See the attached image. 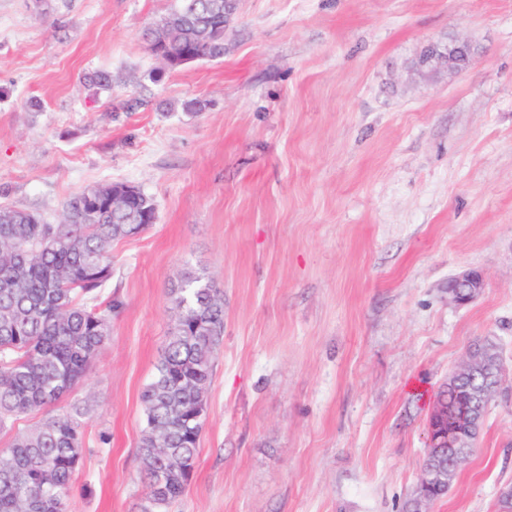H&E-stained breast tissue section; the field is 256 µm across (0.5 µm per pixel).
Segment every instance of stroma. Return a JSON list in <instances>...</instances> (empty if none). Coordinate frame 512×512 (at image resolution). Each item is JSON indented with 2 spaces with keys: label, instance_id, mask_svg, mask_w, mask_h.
Returning <instances> with one entry per match:
<instances>
[{
  "label": "stroma",
  "instance_id": "1",
  "mask_svg": "<svg viewBox=\"0 0 512 512\" xmlns=\"http://www.w3.org/2000/svg\"><path fill=\"white\" fill-rule=\"evenodd\" d=\"M174 0H0V205L52 224L127 183L157 220L115 242L111 339L69 512H140V394L185 272L224 293L192 479L169 512H403L449 371L505 364L430 512L512 483V0H236L224 56L151 74ZM465 42V70L420 66ZM105 70L112 88L83 76ZM205 107L184 111L185 101ZM474 268L458 306L448 279ZM484 288L485 277L481 271L464 270L448 279V298L456 305H467L478 298Z\"/></svg>",
  "mask_w": 512,
  "mask_h": 512
}]
</instances>
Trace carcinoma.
<instances>
[{
  "label": "carcinoma",
  "mask_w": 512,
  "mask_h": 512,
  "mask_svg": "<svg viewBox=\"0 0 512 512\" xmlns=\"http://www.w3.org/2000/svg\"><path fill=\"white\" fill-rule=\"evenodd\" d=\"M226 22L224 0H176L146 39L175 70L189 53L222 58ZM125 187L110 183L69 197L58 224L0 207V432L35 409L56 408L108 342L114 304L99 297L112 278V245L127 238V225L145 230L157 219L155 203L140 190L126 208L112 209V192ZM171 298L174 331L141 392L142 512H166L192 478L206 415L201 398L224 334V293L204 275L187 273ZM483 383L475 374L442 386L444 427L463 431L460 415L485 409ZM84 414L85 406L73 403L0 450V512H68L70 483L85 452ZM472 452L429 450L424 462Z\"/></svg>",
  "instance_id": "carcinoma-1"
}]
</instances>
